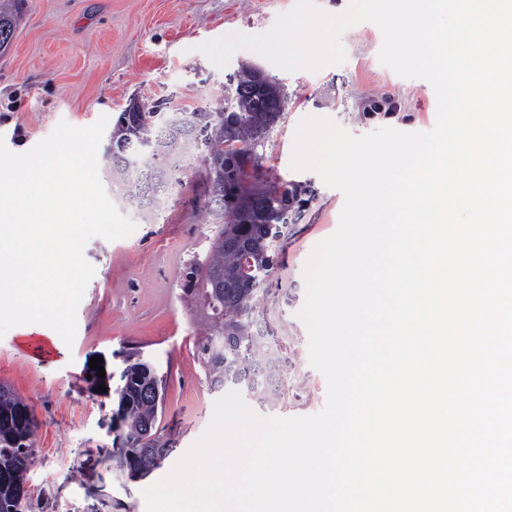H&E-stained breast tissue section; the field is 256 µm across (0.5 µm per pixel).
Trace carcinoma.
Wrapping results in <instances>:
<instances>
[{
  "mask_svg": "<svg viewBox=\"0 0 512 512\" xmlns=\"http://www.w3.org/2000/svg\"><path fill=\"white\" fill-rule=\"evenodd\" d=\"M235 118L224 119V108L201 112L206 155L220 161L205 168L207 186L224 192V208L208 204L205 211L217 226L204 261H195L187 273L188 292L207 314V328L198 341V358L211 388L221 385L246 390L260 404L273 403L281 395L279 358L260 326L258 281L274 267L275 255L268 249L269 225L284 228L298 190L248 186V164L253 147L280 116L264 111L253 99L238 97L230 102ZM137 139L158 138L153 113L137 114ZM133 173H160L157 154L139 146L131 160ZM223 352L214 354L218 340ZM132 364L121 373L117 387L118 410L123 430L121 444L128 440L154 439L161 402L145 388L163 385L150 364L136 354L126 356ZM35 432L28 405L10 388L0 385V512L8 508V495L26 489V473L33 459Z\"/></svg>",
  "mask_w": 512,
  "mask_h": 512,
  "instance_id": "carcinoma-1",
  "label": "carcinoma"
}]
</instances>
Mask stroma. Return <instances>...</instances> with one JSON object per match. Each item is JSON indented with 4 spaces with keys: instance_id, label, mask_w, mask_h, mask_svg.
<instances>
[{
    "instance_id": "35a3bbf8",
    "label": "stroma",
    "mask_w": 512,
    "mask_h": 512,
    "mask_svg": "<svg viewBox=\"0 0 512 512\" xmlns=\"http://www.w3.org/2000/svg\"><path fill=\"white\" fill-rule=\"evenodd\" d=\"M294 0H24L11 45L0 54V138L23 153L59 122L116 123L131 99L163 112L215 107L224 83L245 64L264 65L286 98L278 121L254 146L257 185H296L300 216L286 225L275 265L260 286L261 317L280 357L283 397L257 406L266 416L318 413L324 377L309 363L308 332L297 313L303 269L314 246L338 227L343 194L311 171L290 167L293 137L307 116L329 117L353 134L380 127L430 130L436 95L422 79H404L378 60L379 28L369 22L342 36L346 58L312 73H288L248 50L215 67L197 45L231 33L259 34ZM99 173L120 212L136 225L127 238L89 240L96 272L77 309V334L65 344L51 328L20 325L0 337V382L29 406L37 461L28 474V512H145L144 488L165 476L208 426L218 397L197 354L198 305L185 301V270L204 256L214 225L201 210L202 163L180 171L158 208L133 206L107 164ZM139 350L165 378L158 424L169 453L151 475L129 479L113 450L116 396L95 392L91 358L123 368Z\"/></svg>"
}]
</instances>
